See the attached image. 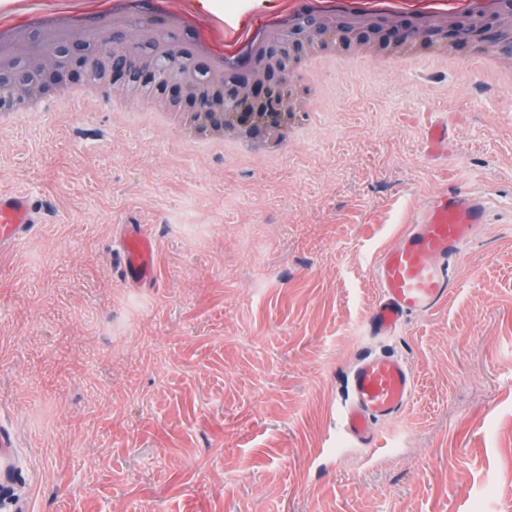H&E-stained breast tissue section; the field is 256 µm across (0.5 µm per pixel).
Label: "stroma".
Wrapping results in <instances>:
<instances>
[{"mask_svg": "<svg viewBox=\"0 0 512 512\" xmlns=\"http://www.w3.org/2000/svg\"><path fill=\"white\" fill-rule=\"evenodd\" d=\"M211 27L281 0H199ZM330 69L282 157L182 149L101 104L0 128V194L46 200L0 254V427L26 512H512V113L469 63ZM448 122V161L420 115ZM456 184L486 221L445 304L363 334L373 264ZM150 225L158 278L122 277ZM396 353L410 403L374 448L338 427L359 352Z\"/></svg>", "mask_w": 512, "mask_h": 512, "instance_id": "1", "label": "stroma"}]
</instances>
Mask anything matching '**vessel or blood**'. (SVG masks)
Instances as JSON below:
<instances>
[{
	"mask_svg": "<svg viewBox=\"0 0 512 512\" xmlns=\"http://www.w3.org/2000/svg\"><path fill=\"white\" fill-rule=\"evenodd\" d=\"M447 149V122L429 123L424 156L435 158ZM488 206L487 199L449 186L410 222L396 246L380 252L375 275L381 294L364 321L369 335H395L409 317L447 302L453 286L451 265L484 223ZM45 210L41 200L24 193L0 196V252L42 223ZM122 267L126 283L154 281L156 244L151 229L131 225L124 238ZM413 389V376L401 357L386 352L360 355L344 378L340 434L364 447L374 445L378 425L407 406Z\"/></svg>",
	"mask_w": 512,
	"mask_h": 512,
	"instance_id": "obj_1",
	"label": "vessel or blood"
}]
</instances>
